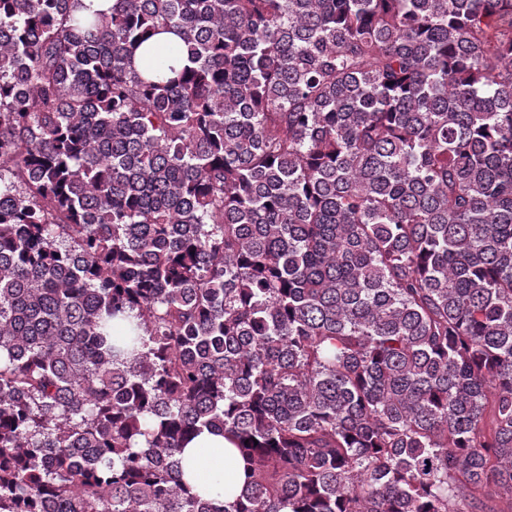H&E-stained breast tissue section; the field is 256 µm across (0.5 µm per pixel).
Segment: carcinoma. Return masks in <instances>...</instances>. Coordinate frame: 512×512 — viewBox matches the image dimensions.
I'll use <instances>...</instances> for the list:
<instances>
[{
	"instance_id": "obj_1",
	"label": "carcinoma",
	"mask_w": 512,
	"mask_h": 512,
	"mask_svg": "<svg viewBox=\"0 0 512 512\" xmlns=\"http://www.w3.org/2000/svg\"><path fill=\"white\" fill-rule=\"evenodd\" d=\"M204 430L245 463L224 507L183 480ZM494 487L512 0H0V512Z\"/></svg>"
}]
</instances>
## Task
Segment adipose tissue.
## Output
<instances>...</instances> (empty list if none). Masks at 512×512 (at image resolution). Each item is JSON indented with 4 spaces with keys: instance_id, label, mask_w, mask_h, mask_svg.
Instances as JSON below:
<instances>
[{
    "instance_id": "obj_1",
    "label": "adipose tissue",
    "mask_w": 512,
    "mask_h": 512,
    "mask_svg": "<svg viewBox=\"0 0 512 512\" xmlns=\"http://www.w3.org/2000/svg\"><path fill=\"white\" fill-rule=\"evenodd\" d=\"M186 481L197 491L224 505L241 481L238 451L231 439L205 432L186 444L182 453Z\"/></svg>"
}]
</instances>
